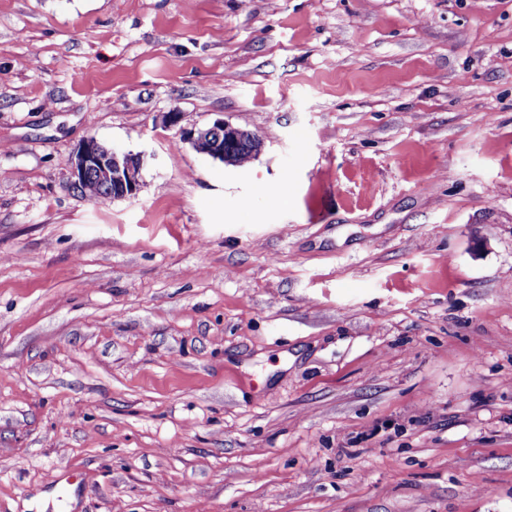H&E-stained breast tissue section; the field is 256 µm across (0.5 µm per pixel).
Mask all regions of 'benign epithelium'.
Masks as SVG:
<instances>
[{
  "label": "benign epithelium",
  "mask_w": 512,
  "mask_h": 512,
  "mask_svg": "<svg viewBox=\"0 0 512 512\" xmlns=\"http://www.w3.org/2000/svg\"><path fill=\"white\" fill-rule=\"evenodd\" d=\"M241 130L222 121L197 132L193 142L208 141L207 152L214 159L224 157V146L235 143ZM144 157L135 158L115 149L101 146L96 139L84 140L74 152L71 175L77 188L90 176L107 179L109 195L114 198L133 196L140 187Z\"/></svg>",
  "instance_id": "7a95c632"
}]
</instances>
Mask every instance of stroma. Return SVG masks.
<instances>
[{
	"label": "stroma",
	"mask_w": 512,
	"mask_h": 512,
	"mask_svg": "<svg viewBox=\"0 0 512 512\" xmlns=\"http://www.w3.org/2000/svg\"><path fill=\"white\" fill-rule=\"evenodd\" d=\"M0 512H512V0H0ZM241 132L240 129L234 128L224 123V121H217L211 127L199 130L197 137H193L192 140L200 145L204 140H207L209 146L206 151L210 153L212 158H223L225 161H233L238 157L257 151L260 146L259 139L254 134L246 131L243 133L241 142L232 149V153L227 152L224 156L225 144L235 143L239 139ZM143 163V155L132 159L128 154L114 148L107 149L96 139L89 138L80 143L74 152L71 170L73 185L79 188L89 176L99 175L107 179L109 196L112 198L133 196L140 187ZM80 189L108 196L104 183L97 177L88 179Z\"/></svg>",
	"instance_id": "obj_1"
}]
</instances>
